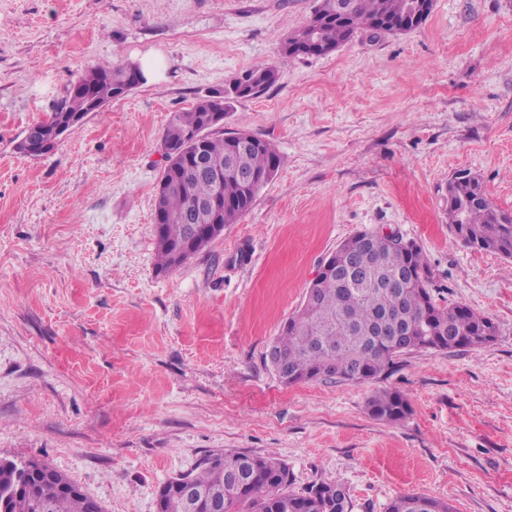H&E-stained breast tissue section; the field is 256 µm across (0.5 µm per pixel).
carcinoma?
<instances>
[{
  "label": "carcinoma",
  "mask_w": 512,
  "mask_h": 512,
  "mask_svg": "<svg viewBox=\"0 0 512 512\" xmlns=\"http://www.w3.org/2000/svg\"><path fill=\"white\" fill-rule=\"evenodd\" d=\"M348 12L336 15V0H317L304 26L288 34L285 58L308 55V35L317 33L316 47L329 54L357 33L375 38L391 26L412 20L415 0H346ZM275 66L258 65L233 79L222 90L172 115L162 138L166 165L156 193V265L174 270L215 241L195 227V206L224 191L220 224H235L250 209L259 191L278 173L281 158L268 140L249 132L216 133L212 109L227 112L233 102L253 98L273 86ZM128 75L123 65L95 67L67 85L54 109L61 121L77 101L75 92L87 86L94 98L111 102L122 97ZM52 125L38 121L27 128L37 146ZM448 226L463 245L512 258V213L496 209L486 198L479 179L469 172L448 182ZM432 272L416 241L398 247L376 231H360L343 241L324 261L309 284L301 308L283 324L271 342L279 364L271 365L280 382L291 386L335 379L362 384L389 375L395 360L413 350H480L495 340L492 318L464 305H438L432 295ZM389 317L402 332L373 334L374 321ZM376 420L396 423L407 417L410 405L393 389L374 392L366 402ZM200 488L224 483V512H352L345 486L319 482L301 492L292 489L288 465L274 454L253 455L226 450L211 454L200 471L182 476ZM49 496L41 510L42 477L30 476L28 488L12 494L7 512H93L90 499L69 480ZM386 512H452L448 503L418 493L392 499Z\"/></svg>",
  "instance_id": "obj_1"
}]
</instances>
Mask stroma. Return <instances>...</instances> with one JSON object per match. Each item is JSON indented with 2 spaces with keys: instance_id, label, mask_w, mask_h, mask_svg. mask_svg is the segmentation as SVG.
I'll use <instances>...</instances> for the list:
<instances>
[{
  "instance_id": "obj_1",
  "label": "stroma",
  "mask_w": 512,
  "mask_h": 512,
  "mask_svg": "<svg viewBox=\"0 0 512 512\" xmlns=\"http://www.w3.org/2000/svg\"><path fill=\"white\" fill-rule=\"evenodd\" d=\"M315 0H0V458L66 475L103 512H156L168 479L229 449L353 512L420 493L512 512V259L448 228V182L512 212V0H434L419 27L283 59ZM161 68L49 154L17 144L86 70ZM278 81L224 121L275 145L238 223L170 272L154 198L172 113L257 65ZM420 244L439 305L491 317L486 348L413 351L382 381L281 383L265 353L322 261L362 230ZM400 391L395 424L368 397ZM366 410L376 420L396 423L407 417L410 413V405L401 392L381 389L368 398Z\"/></svg>"
}]
</instances>
